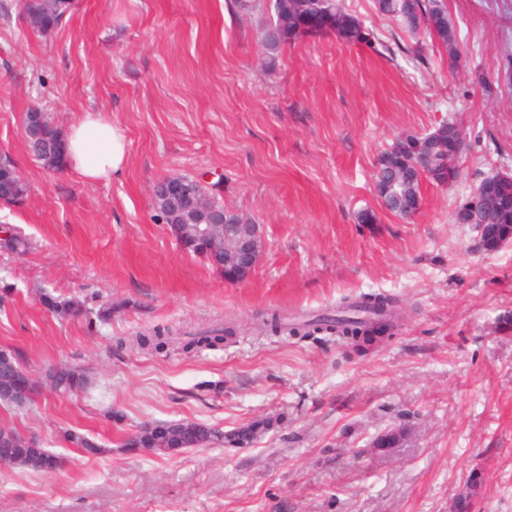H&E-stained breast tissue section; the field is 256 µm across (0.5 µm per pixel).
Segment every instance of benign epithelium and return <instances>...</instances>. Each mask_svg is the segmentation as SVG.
I'll return each instance as SVG.
<instances>
[{"label":"benign epithelium","mask_w":512,"mask_h":512,"mask_svg":"<svg viewBox=\"0 0 512 512\" xmlns=\"http://www.w3.org/2000/svg\"><path fill=\"white\" fill-rule=\"evenodd\" d=\"M46 115L40 110L24 115L21 133L25 141H37L42 137ZM464 146L460 129L443 134L438 127L430 133H407L398 136L394 143L380 154L389 170L391 179L376 180V192L386 201L391 185L401 178L429 179L441 186L456 183L460 177L459 157ZM496 180L483 182L473 189L461 208L464 222L473 225L478 235H483L485 225L481 214L488 191ZM153 205L157 213L188 214L194 210L224 212V222L216 224H190L175 227L176 241L183 251H188V241L203 240L209 243L214 255L220 256L224 266V280L228 283L246 281L256 268L264 247L262 225L254 223L238 211L223 206L213 196H198L192 184L181 177H172L158 184L154 190Z\"/></svg>","instance_id":"1"}]
</instances>
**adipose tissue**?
Masks as SVG:
<instances>
[{
    "instance_id": "ef3b65f1",
    "label": "adipose tissue",
    "mask_w": 512,
    "mask_h": 512,
    "mask_svg": "<svg viewBox=\"0 0 512 512\" xmlns=\"http://www.w3.org/2000/svg\"><path fill=\"white\" fill-rule=\"evenodd\" d=\"M65 167L86 181H107L125 169L129 159L124 132L102 113H85L67 130Z\"/></svg>"
}]
</instances>
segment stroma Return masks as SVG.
<instances>
[{"instance_id": "1", "label": "stroma", "mask_w": 512, "mask_h": 512, "mask_svg": "<svg viewBox=\"0 0 512 512\" xmlns=\"http://www.w3.org/2000/svg\"><path fill=\"white\" fill-rule=\"evenodd\" d=\"M443 3L453 46L344 0L369 42L301 36L271 62L265 14L225 0H76L45 34L0 0V154L30 185L23 205L0 204L29 242L0 249V349L35 376L60 363L89 376L74 395L0 405V425L68 459L52 475L0 465V512H453L466 494L471 512H512V244L485 251L457 219L484 178L512 176V5ZM32 106L62 129L104 112L128 141L123 174L88 182L34 160ZM445 122L464 134L460 179L421 181L413 217L385 210L378 154ZM177 176L262 224L247 281L225 282L159 221L152 189ZM361 293L397 300V327L368 352L266 325ZM46 294L113 303L112 318H58ZM220 327L234 335L213 349L135 343ZM264 418L274 427L246 448L121 446L154 421ZM400 425L399 447L372 448Z\"/></svg>"}]
</instances>
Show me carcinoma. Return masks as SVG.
Segmentation results:
<instances>
[{
    "label": "carcinoma",
    "instance_id": "1",
    "mask_svg": "<svg viewBox=\"0 0 512 512\" xmlns=\"http://www.w3.org/2000/svg\"><path fill=\"white\" fill-rule=\"evenodd\" d=\"M377 5L382 15L398 20L411 31L426 26L440 34L443 44L453 41L442 0H377ZM18 7L28 20L29 26L38 33L50 31V26L56 20L54 14L36 9L31 0H20ZM273 10V21L263 26L261 32L262 47L269 53L299 37L301 24L320 11H326L335 18L332 32L337 37L348 43L368 40L361 23L342 10L339 0H275ZM59 132V127L51 119H46L45 138L39 144L30 145L31 151L38 159H43L46 148L52 146L54 140L59 138ZM3 170L14 176L12 201H24L29 194V185L19 175L14 162L7 160ZM489 206L493 209L494 223L490 225L488 234L482 237V247L491 252L495 249L497 239L501 238L503 233L512 231V204L504 206L500 201L491 199ZM44 301L58 316L75 318L83 314V306L78 301L50 295L44 296ZM393 308L392 298L382 294H366L361 300L347 305L333 317L322 316L306 324H291L285 327L280 326L278 320L273 318L270 327L274 332L283 328L291 336L301 339L324 333L346 343L369 344L374 340V335L388 329L385 321L392 318ZM230 337V330L197 332L183 340L182 348L191 350L213 347ZM136 341L141 347H152L156 350L172 345V337L159 330L152 336H138ZM44 386L62 394L78 393L86 389L87 376L85 371L79 368L60 365L48 369L41 379L26 378L15 358H10L6 365L0 364L1 404L25 408L34 402L35 395ZM269 429L268 421H255L229 432L193 421H159L137 427L126 436L122 446L145 448L164 455L182 449L206 448L213 445L225 444L241 448L253 444L258 436ZM406 435V428L394 427L379 435L372 442V447L381 451L395 448ZM67 440L91 455L104 451V448L95 441L82 434L70 433ZM0 462L52 474L65 467L66 458L41 447L37 441L22 435L12 427L0 426Z\"/></svg>",
    "mask_w": 512,
    "mask_h": 512
}]
</instances>
